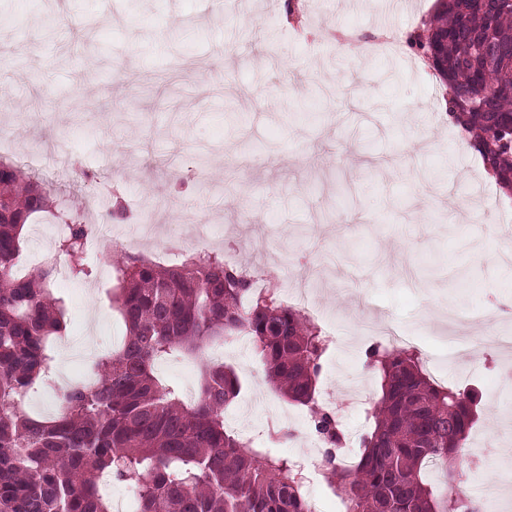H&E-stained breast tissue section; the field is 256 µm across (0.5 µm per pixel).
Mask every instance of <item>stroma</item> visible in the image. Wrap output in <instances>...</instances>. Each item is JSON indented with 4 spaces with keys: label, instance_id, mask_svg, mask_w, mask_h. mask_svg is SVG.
Listing matches in <instances>:
<instances>
[{
    "label": "stroma",
    "instance_id": "stroma-1",
    "mask_svg": "<svg viewBox=\"0 0 512 512\" xmlns=\"http://www.w3.org/2000/svg\"><path fill=\"white\" fill-rule=\"evenodd\" d=\"M305 4L297 24L282 0H0V125L46 166L67 143L54 194L104 206L120 191L130 223L213 224L211 252L232 248L299 279L332 247L343 262L317 300L348 345L324 362L318 392L341 404L360 384L379 399L371 341L354 335L377 316L416 337L445 383L479 393L470 450L482 438L512 449V399L493 395L501 356L450 360L442 318L476 309L512 327V264L498 259L512 249L502 233L512 198L449 121L431 70L373 50L433 19V0ZM117 55L126 77L112 72ZM452 199L472 204L481 231L449 222ZM62 286L64 384L69 349L90 335L121 339L124 327L112 278ZM225 363L242 383L229 414L256 436L286 431L271 454L306 455L307 410L283 400L253 347Z\"/></svg>",
    "mask_w": 512,
    "mask_h": 512
}]
</instances>
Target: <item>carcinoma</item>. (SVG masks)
Instances as JSON below:
<instances>
[{
	"label": "carcinoma",
	"instance_id": "cac0c4a2",
	"mask_svg": "<svg viewBox=\"0 0 512 512\" xmlns=\"http://www.w3.org/2000/svg\"><path fill=\"white\" fill-rule=\"evenodd\" d=\"M440 3L405 46L444 84L448 120L470 134L485 170L512 195V63H488L474 48L477 40L512 47V0H485L481 12L472 0ZM52 208L50 189L0 161V512H112L95 484L99 473L136 483L139 512H308L297 462L225 428L224 409L241 390L232 369L203 364L190 403L155 373L159 360L193 357L241 334L255 341L269 381L308 408L325 443L323 471L335 475L330 487L345 512H480L475 501L453 497L455 460L478 419L474 392L431 380L410 350L370 346L366 362L380 375L382 396L362 453L341 466L343 430L316 405L325 336L274 293L254 294L242 270L215 254L173 266L118 255L123 345L90 363L95 385L57 386L52 337L65 329L66 312L54 286L57 260L67 257L74 279L93 270L80 214L62 212L69 233L56 252L36 272L16 275L22 230ZM35 387L55 392L54 416L15 409ZM431 463L445 467L441 493L425 481Z\"/></svg>",
	"mask_w": 512,
	"mask_h": 512
}]
</instances>
